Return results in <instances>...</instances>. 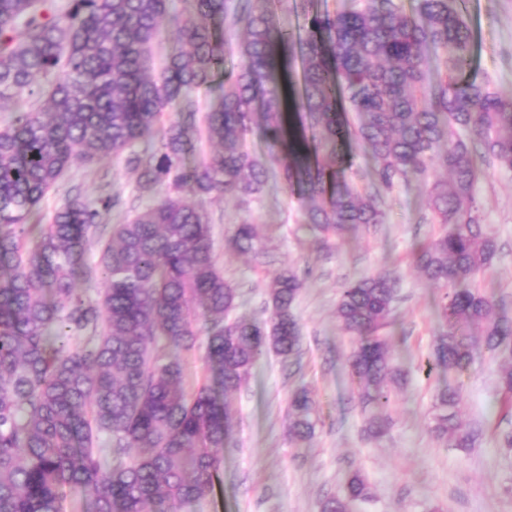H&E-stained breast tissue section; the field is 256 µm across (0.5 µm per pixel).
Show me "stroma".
<instances>
[{"label": "stroma", "instance_id": "35a3bbf8", "mask_svg": "<svg viewBox=\"0 0 512 512\" xmlns=\"http://www.w3.org/2000/svg\"><path fill=\"white\" fill-rule=\"evenodd\" d=\"M464 12L473 35L474 69L512 99V0H467ZM136 185L124 157L75 162L32 221L50 223L77 187L91 199L135 196L134 205L112 208L103 217L108 225L126 223L154 197L150 191L136 193ZM425 191L420 181H397L385 193L383 223L358 227L326 248L315 244L278 169H271L264 194L250 208L230 197L205 202L217 266L238 291L235 317L268 320L271 277L280 268H293L304 282L293 305L301 343L293 357L261 359L248 383L228 395L233 425L219 451L220 480L213 496L183 512H322L354 471L370 487L365 512H512V449L498 442L501 431L512 430V413L502 407L496 389L499 360L480 351L465 373L423 370L442 329L435 313L441 291L413 264L417 246L441 230L422 219ZM477 194L483 229L498 243L492 268L477 284L498 312L512 319V172L487 169ZM247 217L267 241V262L226 246ZM376 273L396 280L393 321L384 334L392 361L404 374L392 391L390 422L380 437L369 431L368 412L350 376L354 338L336 318L342 285ZM443 385L463 388L460 418L480 433L473 447L443 444L430 431L433 396ZM301 387L320 406V422L304 440L288 432L289 397Z\"/></svg>", "mask_w": 512, "mask_h": 512}]
</instances>
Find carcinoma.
<instances>
[{
	"mask_svg": "<svg viewBox=\"0 0 512 512\" xmlns=\"http://www.w3.org/2000/svg\"><path fill=\"white\" fill-rule=\"evenodd\" d=\"M301 9L303 32L280 23ZM167 17L175 46L155 69L152 50ZM240 27L239 64L224 70V34ZM472 33L461 0H352L336 12L312 0H0V512H66L76 494L90 512H181L212 495L229 432L223 395L240 389L268 353L287 358L301 336L292 312L303 283L286 268L268 289L266 322L229 319L237 290L213 251L205 200L258 199L271 162L296 195L306 223L327 247L348 227L384 223L382 197L347 178L338 150L352 142L373 160V182L388 190L410 177L427 185L425 209L443 226L418 251L420 273L443 295V329L426 361L464 371L477 343L496 356L512 321L476 286L495 257L482 232L480 164L512 171V100L473 72ZM301 81L288 104L283 81ZM202 87L215 88L198 128ZM167 112L186 119L166 124ZM352 112L346 123L340 113ZM261 121L266 160L246 144ZM218 145L187 162L201 140ZM126 155L141 192L164 194L127 224H114L98 262H85L89 235L118 199L78 196L49 224L30 217L74 161ZM229 247L256 257L266 244L256 225H236ZM100 273L101 297L73 288ZM395 280L372 274L346 284L336 317L358 338L350 371L372 432L391 404V364L381 331L394 312ZM205 335L216 374L189 392L181 352ZM512 407V365L498 379ZM460 388L434 395L431 433L468 448ZM318 421L304 391L290 398L288 427L303 439ZM371 492L354 472L323 512H349Z\"/></svg>",
	"mask_w": 512,
	"mask_h": 512,
	"instance_id": "carcinoma-1",
	"label": "carcinoma"
}]
</instances>
